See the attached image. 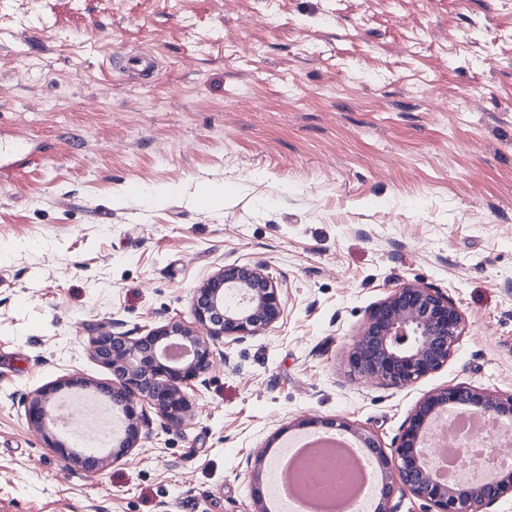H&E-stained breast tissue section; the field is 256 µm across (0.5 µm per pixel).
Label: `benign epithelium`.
Segmentation results:
<instances>
[{"label": "benign epithelium", "mask_w": 512, "mask_h": 512, "mask_svg": "<svg viewBox=\"0 0 512 512\" xmlns=\"http://www.w3.org/2000/svg\"><path fill=\"white\" fill-rule=\"evenodd\" d=\"M283 288L260 264H226L195 288L193 320H170L149 330L127 329L112 321V330L91 337L93 359L112 375L106 383L76 374L40 387L23 402L34 429L45 431L53 420L55 398L61 393L89 392L122 411L123 435L112 452L76 446L46 437L48 447L65 461L87 472H100L112 460L137 447L148 411L168 424H178L191 411L188 390L206 385L217 362L230 363L231 346L273 328L284 316ZM465 319L459 306L440 291L405 283L390 291L368 312L348 355L351 371L382 385L405 389L448 366L463 335ZM465 408L504 426L512 425V393L466 384L430 391L405 420L390 449L374 435L341 418L301 423L348 434L363 448L381 475L374 512H396V494L423 503L425 512H493L512 495V464L495 462L494 475L443 482L434 475L427 438L434 417Z\"/></svg>", "instance_id": "1"}]
</instances>
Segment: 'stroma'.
<instances>
[{"label":"stroma","instance_id":"stroma-1","mask_svg":"<svg viewBox=\"0 0 512 512\" xmlns=\"http://www.w3.org/2000/svg\"><path fill=\"white\" fill-rule=\"evenodd\" d=\"M133 49L150 80L108 69ZM0 141L48 146L0 175V512H251L250 458L302 421L388 448L431 390L512 392V0H0ZM230 263L267 266L283 320L182 424L68 467L23 398L109 381L90 336L191 320ZM411 282L462 310L453 359L407 389L351 376Z\"/></svg>","mask_w":512,"mask_h":512}]
</instances>
